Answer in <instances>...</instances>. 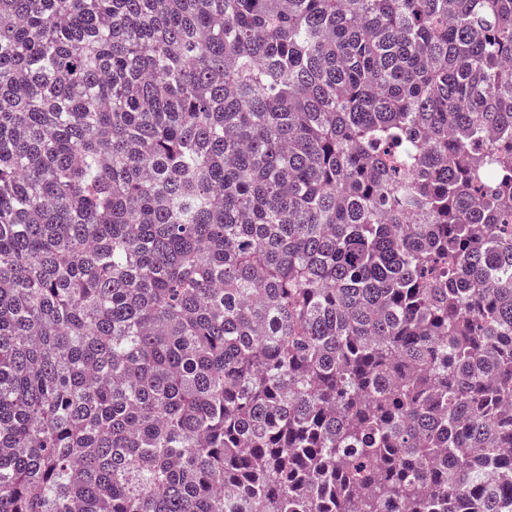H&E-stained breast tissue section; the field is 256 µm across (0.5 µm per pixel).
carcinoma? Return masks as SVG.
Instances as JSON below:
<instances>
[{
  "mask_svg": "<svg viewBox=\"0 0 512 512\" xmlns=\"http://www.w3.org/2000/svg\"><path fill=\"white\" fill-rule=\"evenodd\" d=\"M0 512H512V0H0Z\"/></svg>",
  "mask_w": 512,
  "mask_h": 512,
  "instance_id": "obj_1",
  "label": "carcinoma"
}]
</instances>
